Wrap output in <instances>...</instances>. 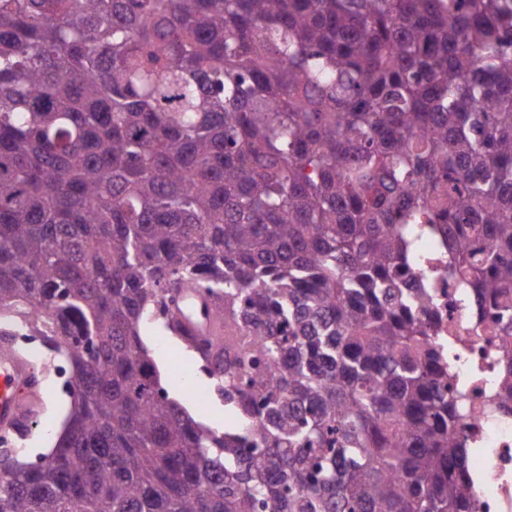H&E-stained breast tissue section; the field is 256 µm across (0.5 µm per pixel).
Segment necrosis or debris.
<instances>
[{
  "label": "necrosis or debris",
  "instance_id": "4bbe7bcc",
  "mask_svg": "<svg viewBox=\"0 0 512 512\" xmlns=\"http://www.w3.org/2000/svg\"><path fill=\"white\" fill-rule=\"evenodd\" d=\"M437 287L439 339H456L449 359L466 387L458 430L478 458L472 484L477 510L512 512V404L503 408L489 400L500 375L494 327L474 313L456 283L441 276Z\"/></svg>",
  "mask_w": 512,
  "mask_h": 512
}]
</instances>
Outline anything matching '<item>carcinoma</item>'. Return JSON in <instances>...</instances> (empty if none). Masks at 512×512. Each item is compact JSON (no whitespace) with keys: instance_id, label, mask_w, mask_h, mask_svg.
Segmentation results:
<instances>
[{"instance_id":"obj_1","label":"carcinoma","mask_w":512,"mask_h":512,"mask_svg":"<svg viewBox=\"0 0 512 512\" xmlns=\"http://www.w3.org/2000/svg\"><path fill=\"white\" fill-rule=\"evenodd\" d=\"M428 233L507 405L512 0H0V319L79 390L0 512H476ZM152 321L212 359L224 429ZM141 334L142 338L150 344L155 360L161 359L166 364L165 368L162 362H157L160 374L163 375L166 371V378L162 383L170 397L177 400L191 416L200 422L206 417L209 419L212 416L219 417L220 427L224 428V422L227 423L230 418L229 412L224 410V401L214 394L211 378L197 371L201 364L202 367L208 368L207 364L201 363L177 337L163 336L156 324L143 326ZM160 341H164L163 344ZM184 353H190L191 357H186ZM174 369L185 375H193V388H186L174 376ZM202 376L206 377V381H202ZM203 395L207 396V403L201 401Z\"/></svg>"}]
</instances>
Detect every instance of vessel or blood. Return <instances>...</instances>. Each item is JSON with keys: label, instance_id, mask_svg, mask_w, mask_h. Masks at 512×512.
Segmentation results:
<instances>
[{"label": "vessel or blood", "instance_id": "b4317fda", "mask_svg": "<svg viewBox=\"0 0 512 512\" xmlns=\"http://www.w3.org/2000/svg\"><path fill=\"white\" fill-rule=\"evenodd\" d=\"M38 380L7 340H0V433L20 432L30 419L28 389Z\"/></svg>", "mask_w": 512, "mask_h": 512}]
</instances>
